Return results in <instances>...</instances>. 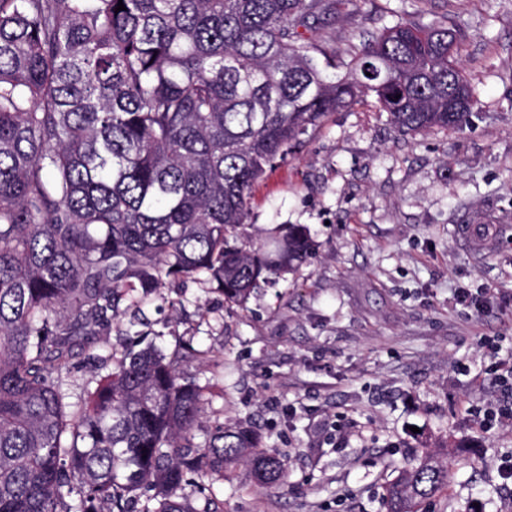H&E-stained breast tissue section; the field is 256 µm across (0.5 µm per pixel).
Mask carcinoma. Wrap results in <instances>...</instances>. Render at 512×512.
<instances>
[{
    "mask_svg": "<svg viewBox=\"0 0 512 512\" xmlns=\"http://www.w3.org/2000/svg\"><path fill=\"white\" fill-rule=\"evenodd\" d=\"M125 9L115 12L118 3ZM334 0H0V512H193L194 478L250 464L288 486L247 427L194 443L201 387L143 307L194 278L245 308L293 273L301 224L245 233L255 182L332 112L372 96L397 131L454 129L475 89L443 22L399 21L330 78L305 33ZM467 104L448 111V96ZM129 337L73 405L59 373L112 327ZM430 450L386 489L418 512L448 486Z\"/></svg>",
    "mask_w": 512,
    "mask_h": 512,
    "instance_id": "carcinoma-1",
    "label": "carcinoma"
}]
</instances>
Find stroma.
Instances as JSON below:
<instances>
[{
    "label": "stroma",
    "mask_w": 512,
    "mask_h": 512,
    "mask_svg": "<svg viewBox=\"0 0 512 512\" xmlns=\"http://www.w3.org/2000/svg\"><path fill=\"white\" fill-rule=\"evenodd\" d=\"M447 18L477 102L466 124L403 135L373 99L329 115L251 190L247 233L305 225L310 259L246 308L194 280L163 289L149 332L202 389L197 441L248 424L279 453L287 489L246 465L180 495L198 512H386L384 493L424 444L447 445L452 478L419 512H512V0H338L312 33L330 77L401 19ZM484 217L495 250L474 259L453 227ZM482 293L483 312L456 305ZM101 337L59 376L80 401L106 374Z\"/></svg>",
    "instance_id": "35a3bbf8"
}]
</instances>
